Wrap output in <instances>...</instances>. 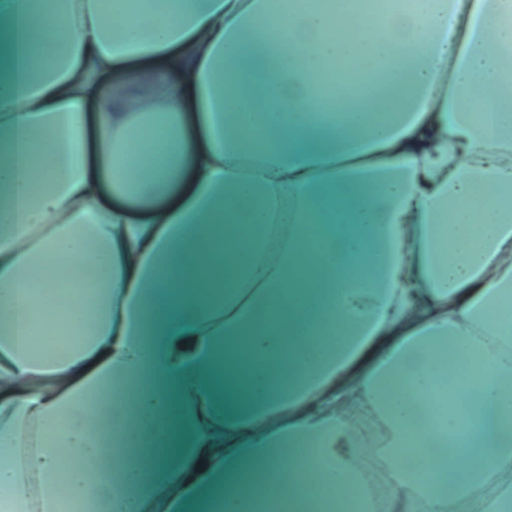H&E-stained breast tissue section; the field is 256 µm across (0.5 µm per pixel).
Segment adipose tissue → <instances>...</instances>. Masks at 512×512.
<instances>
[{"label":"adipose tissue","mask_w":512,"mask_h":512,"mask_svg":"<svg viewBox=\"0 0 512 512\" xmlns=\"http://www.w3.org/2000/svg\"><path fill=\"white\" fill-rule=\"evenodd\" d=\"M147 7L0 0V512H512V0ZM384 85H348L347 89H336L332 112L336 119L347 121L351 114L376 107L387 95Z\"/></svg>","instance_id":"adipose-tissue-1"}]
</instances>
